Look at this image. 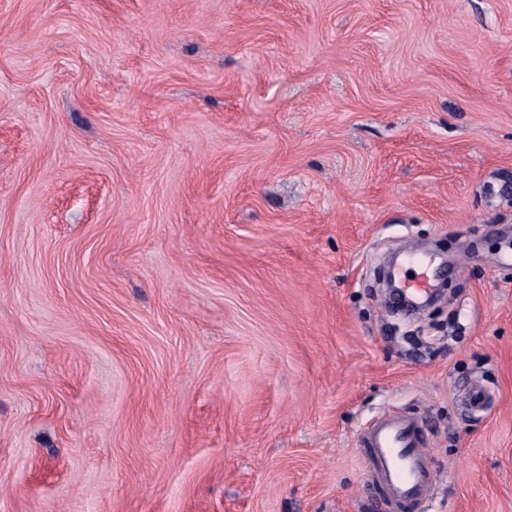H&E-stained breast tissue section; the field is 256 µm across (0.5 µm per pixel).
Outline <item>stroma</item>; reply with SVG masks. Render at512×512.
Returning a JSON list of instances; mask_svg holds the SVG:
<instances>
[{
	"instance_id": "35a3bbf8",
	"label": "stroma",
	"mask_w": 512,
	"mask_h": 512,
	"mask_svg": "<svg viewBox=\"0 0 512 512\" xmlns=\"http://www.w3.org/2000/svg\"><path fill=\"white\" fill-rule=\"evenodd\" d=\"M507 181L512 0H0V512H512ZM423 421L407 412H388L367 424L358 438L366 452L367 479L381 487L386 512L401 508L424 512L433 496L437 474Z\"/></svg>"
}]
</instances>
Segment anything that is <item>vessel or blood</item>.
Instances as JSON below:
<instances>
[{
    "mask_svg": "<svg viewBox=\"0 0 512 512\" xmlns=\"http://www.w3.org/2000/svg\"><path fill=\"white\" fill-rule=\"evenodd\" d=\"M422 420L411 413L392 411L367 424L358 445L370 483L381 487L385 512H425L437 474Z\"/></svg>",
    "mask_w": 512,
    "mask_h": 512,
    "instance_id": "obj_1",
    "label": "vessel or blood"
}]
</instances>
